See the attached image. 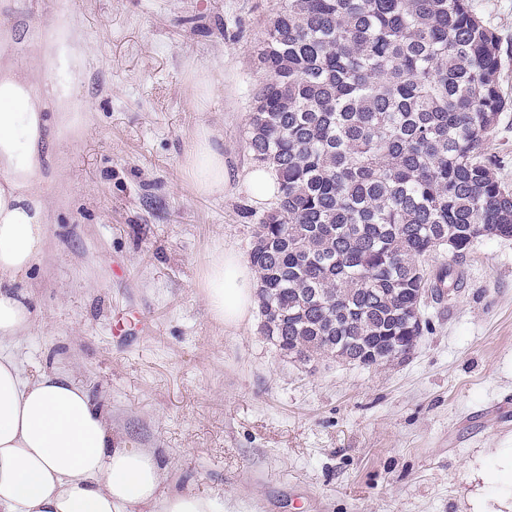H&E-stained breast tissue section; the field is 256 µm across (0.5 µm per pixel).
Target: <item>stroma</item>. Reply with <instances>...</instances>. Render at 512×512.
<instances>
[{
    "mask_svg": "<svg viewBox=\"0 0 512 512\" xmlns=\"http://www.w3.org/2000/svg\"><path fill=\"white\" fill-rule=\"evenodd\" d=\"M282 0H0V30L69 16L84 42L51 61L28 44L0 55L79 110L78 133L42 173L49 220L15 282L29 329L0 342L24 376L84 387L127 447L161 462L160 493L188 489L224 512H503L512 481V239L483 238L466 284L429 304L405 360L362 368L280 354L259 322L213 320L214 253L248 255L257 218L245 129L257 61ZM499 36L509 106L490 141L512 186V0H471ZM206 73L214 91L195 86ZM224 141L227 181L201 194L184 167L200 127Z\"/></svg>",
    "mask_w": 512,
    "mask_h": 512,
    "instance_id": "stroma-1",
    "label": "stroma"
}]
</instances>
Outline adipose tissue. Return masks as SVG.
<instances>
[{
	"label": "adipose tissue",
	"instance_id": "1",
	"mask_svg": "<svg viewBox=\"0 0 512 512\" xmlns=\"http://www.w3.org/2000/svg\"><path fill=\"white\" fill-rule=\"evenodd\" d=\"M69 103L9 62L0 64V283L27 273L43 252L47 200L39 179L72 132ZM185 167L199 191L223 193L224 145L198 130ZM214 318L237 327L256 308V278L235 250L214 255L205 278ZM31 324L16 293L0 286V339ZM153 452L126 447L107 415L68 377L24 378L0 357V512H218L189 490L160 494Z\"/></svg>",
	"mask_w": 512,
	"mask_h": 512
}]
</instances>
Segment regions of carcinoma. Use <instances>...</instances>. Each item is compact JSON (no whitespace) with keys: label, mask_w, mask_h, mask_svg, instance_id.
<instances>
[{"label":"carcinoma","mask_w":512,"mask_h":512,"mask_svg":"<svg viewBox=\"0 0 512 512\" xmlns=\"http://www.w3.org/2000/svg\"><path fill=\"white\" fill-rule=\"evenodd\" d=\"M501 57L469 0H284L247 127L279 183L249 261L260 333L281 354L408 356L427 331L420 289L442 303L463 286L422 259L512 239V188L487 152Z\"/></svg>","instance_id":"carcinoma-1"}]
</instances>
